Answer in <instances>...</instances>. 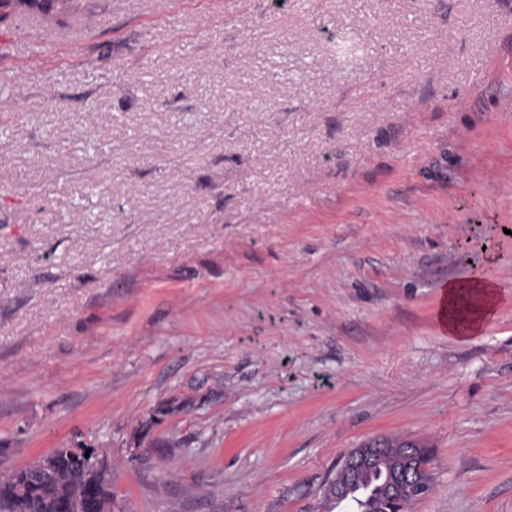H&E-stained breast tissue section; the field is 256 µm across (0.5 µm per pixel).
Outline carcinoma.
<instances>
[{"instance_id":"carcinoma-1","label":"carcinoma","mask_w":512,"mask_h":512,"mask_svg":"<svg viewBox=\"0 0 512 512\" xmlns=\"http://www.w3.org/2000/svg\"><path fill=\"white\" fill-rule=\"evenodd\" d=\"M387 472L385 466L361 478L360 486L372 491L367 512H376ZM61 500L72 505V512H112V486L65 448L21 469L17 481H0V512H56Z\"/></svg>"}]
</instances>
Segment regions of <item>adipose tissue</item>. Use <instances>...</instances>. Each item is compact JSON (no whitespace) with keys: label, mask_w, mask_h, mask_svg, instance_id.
I'll use <instances>...</instances> for the list:
<instances>
[{"label":"adipose tissue","mask_w":512,"mask_h":512,"mask_svg":"<svg viewBox=\"0 0 512 512\" xmlns=\"http://www.w3.org/2000/svg\"><path fill=\"white\" fill-rule=\"evenodd\" d=\"M440 323L449 335L466 338L478 335L493 317L499 304L498 285L487 273L441 284Z\"/></svg>","instance_id":"obj_1"}]
</instances>
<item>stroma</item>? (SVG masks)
Masks as SVG:
<instances>
[{"label":"stroma","mask_w":512,"mask_h":512,"mask_svg":"<svg viewBox=\"0 0 512 512\" xmlns=\"http://www.w3.org/2000/svg\"><path fill=\"white\" fill-rule=\"evenodd\" d=\"M78 2L0 17V479L79 446L112 512H322L388 438L409 512H512V0ZM440 323L448 335H478L499 304L498 285L486 272L441 283ZM381 453L380 441L349 451L338 463L333 477L324 484L323 493L337 502L347 501L358 488L361 473L378 467ZM410 443L416 445L413 442ZM420 453H422V449L419 446L416 448H405V450L392 462L394 470L387 477L386 484L382 491V496L390 505L389 510L386 512L399 511L396 507L402 503L400 497L405 487L414 484H421L422 481L418 474L421 469H418L415 463V460Z\"/></svg>","instance_id":"obj_1"}]
</instances>
